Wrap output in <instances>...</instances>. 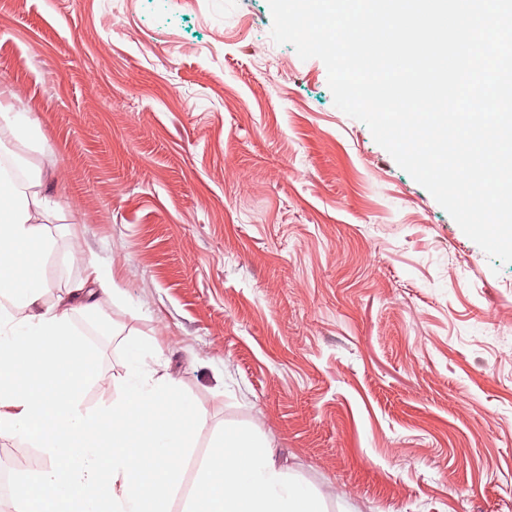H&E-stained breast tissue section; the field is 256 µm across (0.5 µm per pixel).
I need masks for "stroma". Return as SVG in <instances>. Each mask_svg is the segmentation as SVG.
Segmentation results:
<instances>
[{
  "label": "stroma",
  "mask_w": 512,
  "mask_h": 512,
  "mask_svg": "<svg viewBox=\"0 0 512 512\" xmlns=\"http://www.w3.org/2000/svg\"><path fill=\"white\" fill-rule=\"evenodd\" d=\"M268 0H0V89L46 137L0 159L55 203L44 303L95 255L123 290L74 315L108 406L125 338L216 432L265 434L338 512H512V263L335 107Z\"/></svg>",
  "instance_id": "stroma-1"
}]
</instances>
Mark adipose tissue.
<instances>
[{
    "mask_svg": "<svg viewBox=\"0 0 512 512\" xmlns=\"http://www.w3.org/2000/svg\"><path fill=\"white\" fill-rule=\"evenodd\" d=\"M41 185L37 176L21 187L0 175V440L31 439L46 456L39 469L17 475L13 512H168L183 490L185 512H323L265 441L243 429H224L216 458L185 485L180 463L203 416L169 375L144 368L137 339L123 346L121 394L108 408H85L96 355L70 317L98 316L102 297L119 287L87 257L83 285L42 304L50 244Z\"/></svg>",
    "mask_w": 512,
    "mask_h": 512,
    "instance_id": "adipose-tissue-1",
    "label": "adipose tissue"
}]
</instances>
